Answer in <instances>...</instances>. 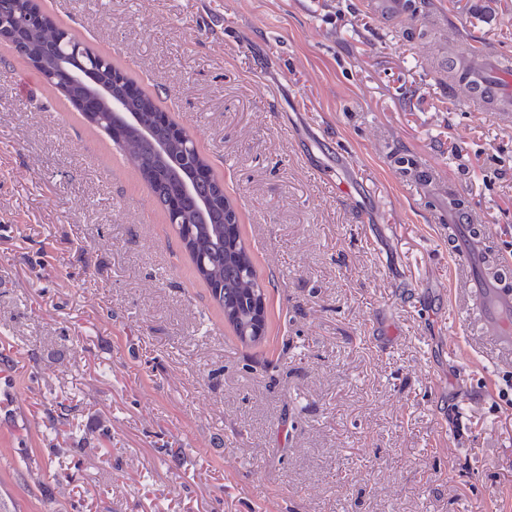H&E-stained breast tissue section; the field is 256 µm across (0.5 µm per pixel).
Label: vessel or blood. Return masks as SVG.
I'll return each mask as SVG.
<instances>
[{
	"mask_svg": "<svg viewBox=\"0 0 512 512\" xmlns=\"http://www.w3.org/2000/svg\"><path fill=\"white\" fill-rule=\"evenodd\" d=\"M472 63L460 82L465 101L483 110L489 101L512 108V93L486 76L488 51L465 48ZM448 251L454 257L453 278L469 310L475 312L484 334L512 361V264L496 259L489 230L476 224L470 211L459 213L448 227Z\"/></svg>",
	"mask_w": 512,
	"mask_h": 512,
	"instance_id": "obj_1",
	"label": "vessel or blood"
}]
</instances>
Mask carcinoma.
Returning <instances> with one entry per match:
<instances>
[{
    "label": "carcinoma",
    "mask_w": 512,
    "mask_h": 512,
    "mask_svg": "<svg viewBox=\"0 0 512 512\" xmlns=\"http://www.w3.org/2000/svg\"><path fill=\"white\" fill-rule=\"evenodd\" d=\"M31 8L30 0H0V19L9 20ZM10 48L71 105L90 98L95 84L115 94L114 77L133 89L134 105L112 117V122L94 120L85 111L82 115L129 156L175 229L196 277L209 288L218 307L223 311L232 308L238 323L246 321L254 289L259 287L258 274L241 237L237 208L195 144L185 147L169 142L166 154H159L154 142L163 137L157 128L163 110L154 97L110 57L93 51L57 25H36L26 38L10 43ZM201 169L207 170L208 177L198 185V194L183 197L179 207L172 208L182 180H196Z\"/></svg>",
    "instance_id": "obj_1"
}]
</instances>
